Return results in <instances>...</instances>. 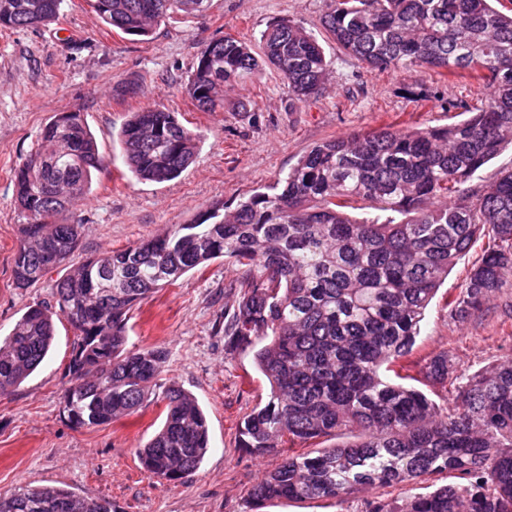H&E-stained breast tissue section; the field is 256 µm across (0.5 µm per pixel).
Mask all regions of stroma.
I'll return each mask as SVG.
<instances>
[{"mask_svg":"<svg viewBox=\"0 0 512 512\" xmlns=\"http://www.w3.org/2000/svg\"><path fill=\"white\" fill-rule=\"evenodd\" d=\"M323 0H210L207 11L172 15L146 37L108 26L87 0H65L56 23L36 29L0 26V335L34 304H53L54 284L82 260L119 250L188 224L205 211L235 206L253 190L273 184L315 145L388 125L442 126L457 122L449 100L479 105L482 91L470 77H441L420 68L378 73L324 42L329 83L317 99L291 109L277 72L259 82L224 90L225 108L202 112L185 86L202 48L233 36L258 44L278 18L319 32ZM140 85L138 96L119 98L120 80ZM240 99L247 112L231 111ZM155 106L175 112L202 136L198 159L175 180L141 182L129 172L118 134L130 113ZM83 113L105 166L91 192L65 215L82 233L67 265L27 289L16 288L13 254L20 240L14 170L38 144L51 119ZM474 246L449 274L428 308L417 339L419 354L448 350L459 368L477 371L512 352V281L462 321L451 317L468 268L481 254ZM243 269L223 260L189 272L159 289L130 321L128 343L162 346L169 359L163 383L192 392L209 425L212 448L200 467L178 482L146 472L136 450L162 423V409L95 429L73 427L63 416L65 370L76 334L56 319V338L39 369L0 397V493L22 485H54L88 498H109L117 512H249L245 491L281 461L272 451L250 455L237 446L240 419L269 386L252 352H224V312L235 302L232 283ZM404 487H376L339 502L274 501L260 512H369L377 501H397Z\"/></svg>","mask_w":512,"mask_h":512,"instance_id":"obj_1","label":"stroma"}]
</instances>
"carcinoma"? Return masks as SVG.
<instances>
[{"label": "carcinoma", "mask_w": 512, "mask_h": 512, "mask_svg": "<svg viewBox=\"0 0 512 512\" xmlns=\"http://www.w3.org/2000/svg\"><path fill=\"white\" fill-rule=\"evenodd\" d=\"M502 0H324L327 39L366 68L411 67L468 73L481 105L450 100L465 119L446 126L393 128L327 140L270 186L234 209L125 249L91 257L55 284V307L35 304L0 336V395L44 362L53 317L76 331L66 367L63 414L96 428L163 405L162 427L136 450L153 476L177 482L210 450L197 399L161 382L168 353L130 349L133 312L159 289L222 258L245 268L224 320V352L254 349L269 392L238 425V447L263 455L296 441L357 433V441L315 456L283 455L246 490L257 510L273 500L334 499L371 487L403 485L398 502L371 512H512V356L472 374L448 351L414 359L419 323L448 272L487 239L450 315L467 318L512 274V168L477 185L478 173L512 145V8ZM64 0H0V25L48 26ZM108 26L147 36L177 13L194 17L207 0H90ZM261 51L231 35L205 45L186 87L201 112L224 108V87L271 68L291 106L318 96L331 70L318 39L284 18L260 36ZM125 162L141 181L163 183L195 163L200 135L159 107L132 113L120 132ZM104 166L82 113L55 116L39 147L14 170L21 240L13 257L17 288H29L68 260L82 225L57 221L89 194ZM368 200L378 211H345ZM459 380L453 405L401 383L443 387ZM467 480L413 492L425 476ZM0 512H116L53 485L0 494Z\"/></svg>", "instance_id": "obj_1"}]
</instances>
